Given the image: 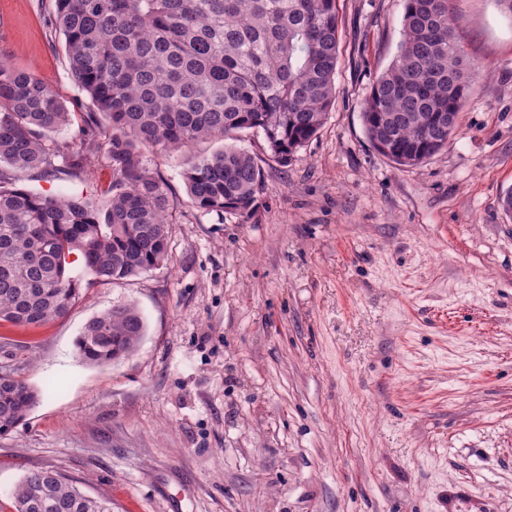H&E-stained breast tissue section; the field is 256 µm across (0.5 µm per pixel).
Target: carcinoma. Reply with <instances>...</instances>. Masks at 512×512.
<instances>
[{"label":"carcinoma","mask_w":512,"mask_h":512,"mask_svg":"<svg viewBox=\"0 0 512 512\" xmlns=\"http://www.w3.org/2000/svg\"><path fill=\"white\" fill-rule=\"evenodd\" d=\"M54 26L69 72L89 101L78 140L50 134L70 113L45 79L0 60V322L39 326L66 316L77 295L66 275L78 252L101 282L136 277L169 259L166 183L147 151H182L196 208L250 217L263 168L234 141L263 136L276 162L324 127L336 100V0H55ZM457 0H406L395 61L374 82L362 119L373 147L416 166L448 147L473 92L472 67L457 40ZM106 120L96 134L98 117ZM211 139L224 146L197 154ZM105 156L112 183L103 197L33 192L25 175L56 177ZM145 320L117 304L89 320L83 358L111 364L135 351ZM37 393L0 378V435L25 420ZM14 512H112L61 473L27 471Z\"/></svg>","instance_id":"carcinoma-1"}]
</instances>
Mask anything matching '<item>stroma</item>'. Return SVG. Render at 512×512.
Returning <instances> with one entry per match:
<instances>
[{"label": "stroma", "mask_w": 512, "mask_h": 512, "mask_svg": "<svg viewBox=\"0 0 512 512\" xmlns=\"http://www.w3.org/2000/svg\"><path fill=\"white\" fill-rule=\"evenodd\" d=\"M336 102L288 163L264 160L249 218L196 209L183 156L150 152L169 187L170 258L78 295L39 327L0 322V374L39 394L0 435V512L53 469L112 512H512V17L458 0L475 66L448 148L401 167L362 108L402 38L405 0H337ZM55 0H0V57L50 82L75 141L88 110ZM107 160L31 189L98 195ZM134 304L129 357L83 361L86 322Z\"/></svg>", "instance_id": "stroma-1"}]
</instances>
